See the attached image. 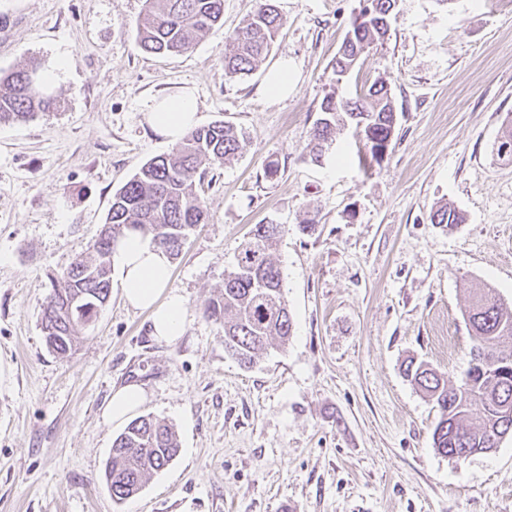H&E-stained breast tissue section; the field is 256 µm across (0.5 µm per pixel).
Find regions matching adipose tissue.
Returning <instances> with one entry per match:
<instances>
[{
    "label": "adipose tissue",
    "mask_w": 512,
    "mask_h": 512,
    "mask_svg": "<svg viewBox=\"0 0 512 512\" xmlns=\"http://www.w3.org/2000/svg\"><path fill=\"white\" fill-rule=\"evenodd\" d=\"M152 130L170 142L180 141L199 122L194 93L184 89L168 95L147 115ZM112 266L119 272V287L124 302L150 311L152 334L160 341L172 342L185 331V301L170 286V259L150 237L132 231L118 244ZM148 398L144 386L128 383L115 387L102 410L105 424L120 427L132 419Z\"/></svg>",
    "instance_id": "ef3b65f1"
}]
</instances>
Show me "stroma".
Masks as SVG:
<instances>
[{
  "instance_id": "35a3bbf8",
  "label": "stroma",
  "mask_w": 512,
  "mask_h": 512,
  "mask_svg": "<svg viewBox=\"0 0 512 512\" xmlns=\"http://www.w3.org/2000/svg\"><path fill=\"white\" fill-rule=\"evenodd\" d=\"M255 4L224 0L222 24L157 56L137 45L145 0H0L1 74L68 56L53 86L61 108L0 124V512H512V437L442 457L438 411L403 373L414 358L459 382L471 285L512 305V165L495 153L512 118V7L396 0L388 38L338 84L332 59L362 0H277L269 57L227 77V38ZM282 62L288 96L267 97L264 77ZM377 81L397 108L387 157L349 129L312 163L323 97ZM184 88L201 125L247 136L207 167L208 221L171 263L185 332L156 340L147 312L115 291L58 356L40 328L49 276L87 252L113 194L171 150L146 114ZM442 206L462 223H431ZM309 218L312 235L298 230ZM267 221L288 227L274 253L292 335L247 368L204 308ZM131 381L148 389L142 414L173 425L180 448L118 504L104 466L119 431L101 410Z\"/></svg>"
}]
</instances>
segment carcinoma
Instances as JSON below:
<instances>
[{
  "mask_svg": "<svg viewBox=\"0 0 512 512\" xmlns=\"http://www.w3.org/2000/svg\"><path fill=\"white\" fill-rule=\"evenodd\" d=\"M372 14L358 25L351 22L349 50L336 54L333 76L340 83L354 69L356 53L384 42L387 30L379 21L389 17L394 0H371ZM224 0H146V14L138 24V46L155 54L186 51L221 22ZM275 0H257V6L229 37L224 55L228 77L248 75L270 53L281 29ZM42 71L40 62L0 76V123L25 122L60 106L58 97L38 94L30 72ZM312 133L310 160L321 162L336 142V134L348 126L362 127L363 141L375 152V143L392 136L397 109L385 82L372 85L357 98H323ZM245 146L244 133L229 122H215L191 129L167 154L144 164L112 196L92 250L75 258L52 278L53 293L41 316L47 346L66 355L81 331L92 321L111 294V254L129 231L149 236L169 257L181 253L194 229L205 223L208 208L201 195L205 163L222 165ZM500 160L512 163V122L497 140ZM433 224L451 226L459 217L442 206L430 214ZM288 227L268 221L256 224L241 244L233 269L224 274L217 298L205 305L206 316L221 326L224 350L249 368L271 341L284 346L292 332V319L283 292L282 271L273 244ZM467 314L471 330L465 381L448 385L444 375L424 363H409L406 375L436 404L439 419L432 439L438 454L460 461L498 447L512 436V306L491 288H474ZM179 445L172 428L151 416L134 419L112 444L105 464V478L112 499L122 503L142 488L151 474L163 469Z\"/></svg>",
  "mask_w": 512,
  "mask_h": 512,
  "instance_id": "carcinoma-1",
  "label": "carcinoma"
}]
</instances>
